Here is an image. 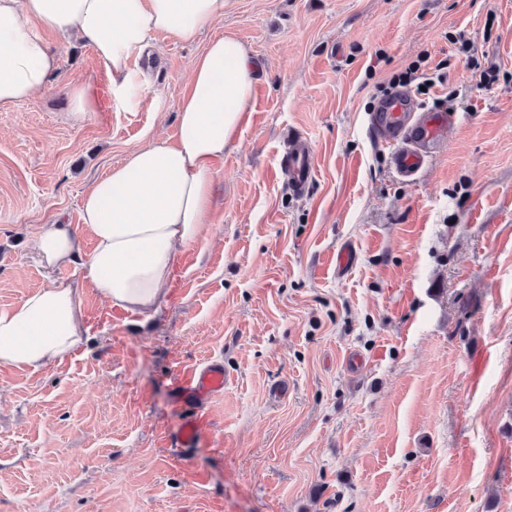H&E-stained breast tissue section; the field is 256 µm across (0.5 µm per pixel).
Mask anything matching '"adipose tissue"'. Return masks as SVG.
I'll return each mask as SVG.
<instances>
[{
  "instance_id": "obj_1",
  "label": "adipose tissue",
  "mask_w": 512,
  "mask_h": 512,
  "mask_svg": "<svg viewBox=\"0 0 512 512\" xmlns=\"http://www.w3.org/2000/svg\"><path fill=\"white\" fill-rule=\"evenodd\" d=\"M225 0H0V111L41 96L60 65L46 33L87 42L124 97L147 84L129 62L156 34L190 41L224 17ZM254 65L230 36L197 57L177 108L178 137L129 152L95 180L81 228L48 224L36 250L49 269L83 262L88 287L127 311L155 309L178 248L199 241L213 206L215 164L249 112ZM91 249H84V240ZM85 336L78 291L46 286L0 312V363L34 371L60 363Z\"/></svg>"
}]
</instances>
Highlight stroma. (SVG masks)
<instances>
[{
	"label": "stroma",
	"mask_w": 512,
	"mask_h": 512,
	"mask_svg": "<svg viewBox=\"0 0 512 512\" xmlns=\"http://www.w3.org/2000/svg\"><path fill=\"white\" fill-rule=\"evenodd\" d=\"M217 35L252 53L253 110L164 303L113 307L34 241L177 136ZM54 44L47 90L0 112V311L75 288L86 335L61 364H0V512H512V0H226L195 40L131 60L152 80L127 101L88 44ZM78 78L96 99L79 120ZM401 89L459 115L411 180L370 126ZM291 133L314 148L300 194ZM213 356L230 381L186 447L171 380Z\"/></svg>",
	"instance_id": "1"
}]
</instances>
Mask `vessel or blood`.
<instances>
[{
  "instance_id": "b4317fda",
  "label": "vessel or blood",
  "mask_w": 512,
  "mask_h": 512,
  "mask_svg": "<svg viewBox=\"0 0 512 512\" xmlns=\"http://www.w3.org/2000/svg\"><path fill=\"white\" fill-rule=\"evenodd\" d=\"M456 123L454 110L421 107L407 91L398 90L385 96L374 117L373 126L393 147L397 171L409 177L419 172L425 160ZM283 158L288 167L291 187L298 193L304 191L314 174L308 141L299 135L290 136ZM227 380L223 363L214 358L174 376V397L185 408L180 433L184 445H196L209 433L207 407L223 394Z\"/></svg>"
}]
</instances>
